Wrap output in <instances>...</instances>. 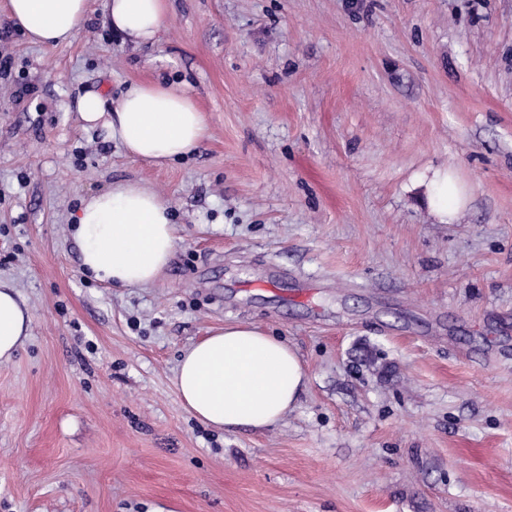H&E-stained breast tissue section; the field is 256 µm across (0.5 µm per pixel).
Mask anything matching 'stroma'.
<instances>
[{
  "label": "stroma",
  "instance_id": "35a3bbf8",
  "mask_svg": "<svg viewBox=\"0 0 512 512\" xmlns=\"http://www.w3.org/2000/svg\"><path fill=\"white\" fill-rule=\"evenodd\" d=\"M0 0V279L32 315L0 364V512H512V0H167L153 46L91 0L69 44ZM186 84L185 159L83 128L135 81ZM467 205L439 224L418 178ZM171 205L162 281L82 273L83 198ZM301 356L264 432L201 423L183 350L227 323ZM419 185L424 187L426 204L439 224H451L455 210L448 207V186L457 203L464 201V189L448 175V170H434L430 176H424Z\"/></svg>",
  "mask_w": 512,
  "mask_h": 512
}]
</instances>
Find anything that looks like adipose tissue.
Instances as JSON below:
<instances>
[{
    "label": "adipose tissue",
    "instance_id": "obj_1",
    "mask_svg": "<svg viewBox=\"0 0 512 512\" xmlns=\"http://www.w3.org/2000/svg\"><path fill=\"white\" fill-rule=\"evenodd\" d=\"M89 0H6L15 25L34 44L71 43L87 21ZM108 23L123 40L154 44L167 20L166 0H106ZM84 126L103 128L131 156L155 162L191 155L209 124L185 85L131 83L114 108L87 94L78 102ZM437 223L455 218L449 198L464 190L447 171L420 181ZM82 271L122 288H147L165 275L176 250L170 205L135 181L112 183L86 197L74 219ZM32 317L19 292L0 282V363L29 337ZM183 407L201 422L234 432H262L294 409L306 387L298 353L263 327L227 323L187 348L174 377Z\"/></svg>",
    "mask_w": 512,
    "mask_h": 512
}]
</instances>
